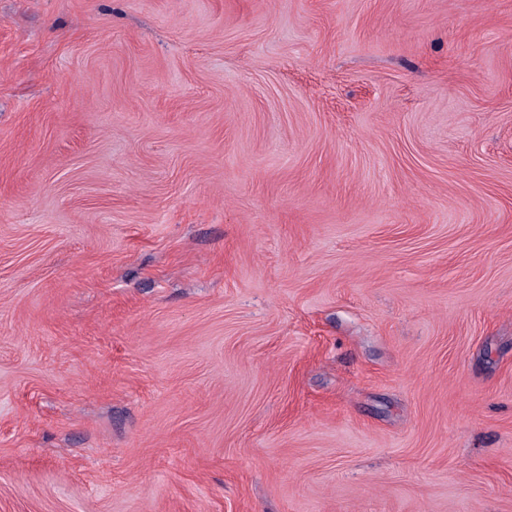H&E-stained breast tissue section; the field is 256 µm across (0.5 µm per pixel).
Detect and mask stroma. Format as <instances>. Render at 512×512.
I'll use <instances>...</instances> for the list:
<instances>
[{
  "label": "stroma",
  "mask_w": 512,
  "mask_h": 512,
  "mask_svg": "<svg viewBox=\"0 0 512 512\" xmlns=\"http://www.w3.org/2000/svg\"><path fill=\"white\" fill-rule=\"evenodd\" d=\"M0 512H512V0H0Z\"/></svg>",
  "instance_id": "obj_1"
}]
</instances>
